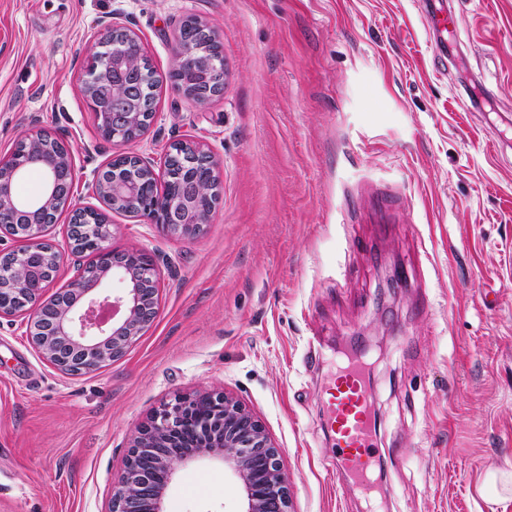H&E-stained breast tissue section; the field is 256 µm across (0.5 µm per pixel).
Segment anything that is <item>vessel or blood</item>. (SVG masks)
<instances>
[{
    "label": "vessel or blood",
    "instance_id": "obj_1",
    "mask_svg": "<svg viewBox=\"0 0 512 512\" xmlns=\"http://www.w3.org/2000/svg\"><path fill=\"white\" fill-rule=\"evenodd\" d=\"M325 393V420L336 440V469L354 488L371 494L376 469L372 451L374 420L361 363L354 360L337 371Z\"/></svg>",
    "mask_w": 512,
    "mask_h": 512
}]
</instances>
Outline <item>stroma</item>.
<instances>
[{
  "instance_id": "obj_1",
  "label": "stroma",
  "mask_w": 512,
  "mask_h": 512,
  "mask_svg": "<svg viewBox=\"0 0 512 512\" xmlns=\"http://www.w3.org/2000/svg\"><path fill=\"white\" fill-rule=\"evenodd\" d=\"M0 0V153L31 127L73 148L75 195L112 157L80 88L103 17L158 80L134 144L162 170L192 138L219 162L202 233L110 213L113 247L169 256L159 315L124 357L67 378L0 320V512H110L139 426L211 389L265 426L292 512H366L339 478L324 388L364 344L383 467L378 512H512L484 497L512 467V0ZM195 16L223 36L222 95L171 80ZM396 219L374 223V204ZM239 479L200 458L165 512H241Z\"/></svg>"
}]
</instances>
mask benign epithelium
I'll return each mask as SVG.
<instances>
[{"instance_id": "benign-epithelium-1", "label": "benign epithelium", "mask_w": 512, "mask_h": 512, "mask_svg": "<svg viewBox=\"0 0 512 512\" xmlns=\"http://www.w3.org/2000/svg\"><path fill=\"white\" fill-rule=\"evenodd\" d=\"M105 36L94 55L103 80L82 79L81 90L97 110L104 140L120 148L87 183L102 207L82 205L73 192V152L59 141L45 153L33 144L46 135L39 129L16 143L23 160L0 158V239L18 246L0 250V318L24 316L32 348L65 376H81L120 359L159 313L161 267L168 258L145 248L110 246L108 213L147 218L176 237L192 239L208 223L218 198L219 164L205 147L184 140L173 144L158 175L131 146L155 118L154 97L143 92L141 73L147 55L136 32L119 22H103ZM172 70L178 91L197 100L224 92L222 36L193 17L176 38ZM37 169L45 178L41 196L22 200L15 182ZM69 213L67 249L49 238L60 210ZM91 253L90 271L80 272L67 287L46 296L68 258ZM120 285L103 292L106 281ZM212 411L192 419L196 402ZM207 456L224 463L241 482L242 512H291L288 476L277 447L261 421L226 392L194 391L176 396L140 426L129 446L124 471L113 482L111 512H164V498L178 470ZM163 470L165 479L152 486Z\"/></svg>"}]
</instances>
